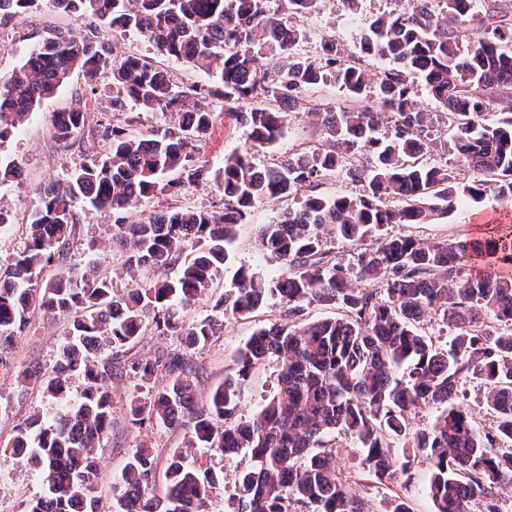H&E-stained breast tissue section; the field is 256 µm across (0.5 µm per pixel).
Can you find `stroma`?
<instances>
[{
	"label": "stroma",
	"mask_w": 512,
	"mask_h": 512,
	"mask_svg": "<svg viewBox=\"0 0 512 512\" xmlns=\"http://www.w3.org/2000/svg\"><path fill=\"white\" fill-rule=\"evenodd\" d=\"M395 0H360L356 12H345L339 0H320L317 8L300 18L299 27L305 37L299 43V51L306 56H318L324 34L335 35L337 41L351 53H359L360 38L370 22L377 16L395 9ZM89 33L90 19L82 12H64L52 7L50 0H36L26 14L16 19L0 20V76L8 75L20 65L52 29ZM98 38L117 47L120 53L134 54L148 59L153 65L166 70L179 84L207 85L212 81L209 73L187 67L180 61L156 54L142 36L134 32H120L109 28L100 29ZM84 77L73 71L69 82L55 97L44 101L30 115L15 137L6 143L7 152L19 163L25 173L24 179L0 185V207L8 210L13 222L0 229V262L9 263L23 250L27 237L26 226L30 220L39 188L52 181L64 178L79 166L89 163L91 158H104L110 151L109 143H100L94 155H86L78 147L58 144L52 136L48 122L51 112L68 106L75 89L83 87ZM290 120L285 136L268 153H260L265 163L282 165L297 154L320 148L322 137L315 117L308 107L297 104L290 109ZM246 135L243 129L224 120L218 123L213 134L204 141L198 156L211 166L219 167L226 155L243 149ZM222 195L212 186L189 184L178 197L161 195L141 199L138 212L147 214L166 207L187 205L210 209L220 204ZM288 198L257 203L240 225L238 239L223 273L217 279L211 298L196 303L188 311L190 319L205 318L213 313L214 299L223 294L235 271L240 266L264 269L270 275H278V263L265 256L257 247V235L263 225L276 221L279 213L291 206ZM81 217L85 231L74 244L69 260L78 268L86 267L90 261L102 266L120 263L118 250L106 247L110 217L92 208H82ZM402 225L390 226V233L405 230ZM410 233L423 239L454 240L463 237H486L504 234L512 230V204H492L486 201H470L457 205L450 214L434 217L432 223L417 224L407 228ZM286 310L278 299L269 300L254 313L225 320L224 333L206 345L189 349L188 355L203 372L202 392L221 383L225 375L234 373L239 349L251 333L259 327H269L285 322ZM26 332L17 336L9 350L11 369H0V440L10 438L15 425L30 412H40L45 422H53L66 410L63 401L43 396L39 391H24L18 387L14 370L36 363L44 370H52L59 346L64 341L65 320H44L32 314ZM279 366L270 363L255 369L244 385L238 404L237 415L251 417L270 398L277 382ZM112 428L98 450L100 483L98 487V512H116L113 486L131 455L135 445L145 439L156 444V473L151 482L153 494H163L166 489L165 465L171 449L181 446L182 431L160 430L152 435L139 432L130 424L126 415V399L139 392L136 379L117 377L112 381ZM338 462L348 487L354 497L365 500L370 512H388L390 500L400 485L394 481L378 482L370 476L360 463V451L343 438L337 439ZM205 462L220 478V485L213 493L209 512H224L228 498L234 489V474L237 466L243 465L244 456L227 457L221 454H205ZM43 486L35 472L19 463L8 454H0V512H24L32 499L39 497Z\"/></svg>",
	"instance_id": "stroma-1"
}]
</instances>
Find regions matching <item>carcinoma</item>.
Wrapping results in <instances>:
<instances>
[{"mask_svg":"<svg viewBox=\"0 0 512 512\" xmlns=\"http://www.w3.org/2000/svg\"><path fill=\"white\" fill-rule=\"evenodd\" d=\"M36 0H0V16L24 15ZM80 10L91 26L107 24L143 36L165 56L215 74L210 86L177 85L151 63L96 44L86 34L56 30L0 81V185L20 175L3 145L44 100L80 69L87 94L111 78L112 107L127 101L169 122L149 135L92 122L84 94L51 114L53 138L79 143L85 153L101 142L109 154L38 193L27 244L0 264V365L15 336L39 312L69 318L50 374L30 365L18 375L57 400L80 377L77 401L52 424L32 415L15 427L0 452L34 467L44 492L25 512H97L96 448L112 426L108 382L133 376L146 390L128 404L130 423L147 430L182 429L185 449H171L161 496L148 492L155 451L145 441L130 455L114 487L118 512H207L219 481L194 448L248 457L235 474L230 512H370L351 496L336 467L333 434L362 449L364 469L384 482L393 474L389 449L429 466L426 492L434 512H502L512 497V238L426 241L380 234L389 224H427L460 202L490 195L512 201V3L482 0H398L362 35L365 50L392 62L369 70L359 56L326 39L318 58L297 52L304 32L284 21L311 12L317 0H53ZM481 37H470L472 28ZM332 81L351 99L374 98L359 109L324 103L312 108L325 145L285 166H262L255 154L285 134V105ZM424 86L444 109L454 149L475 174L463 182L429 165L433 113L418 106ZM240 125L249 147L213 168L196 144L220 119ZM341 175L362 190L329 200L301 194L318 180ZM212 183L222 207L182 206L134 216L133 202L170 195L181 186ZM297 206L264 225L259 247L280 274L240 268L233 288L214 304L216 316L187 321L184 310L210 295L254 204L280 196ZM113 218L131 289L116 295L112 271H80L67 262L81 235L77 203ZM334 235L361 246L353 263L330 257ZM380 288H375V285ZM277 298L288 322L257 329L238 354L237 373L224 377L200 402L202 372L184 350L152 360L127 355L143 336L142 313L155 311L160 335L186 347L223 335L224 319L250 314ZM342 313L311 320L313 305ZM436 315L451 331L440 343L424 327ZM280 365L272 398L248 420H236L250 372ZM165 376L156 384V375ZM483 387L492 417L487 430L456 402L466 379ZM433 413L429 427L415 414Z\"/></svg>","mask_w":512,"mask_h":512,"instance_id":"cac0c4a2","label":"carcinoma"}]
</instances>
